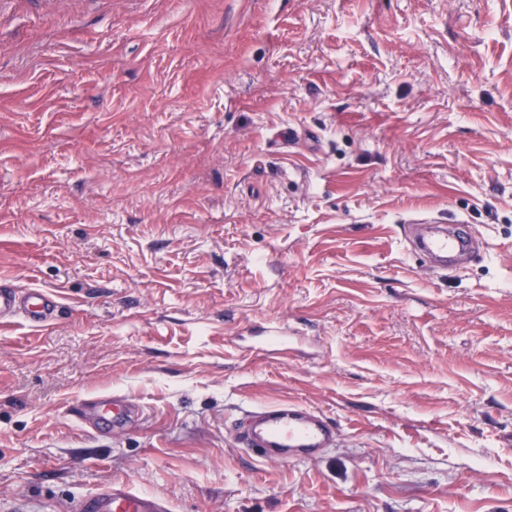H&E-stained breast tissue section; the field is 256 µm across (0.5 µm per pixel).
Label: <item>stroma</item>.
Masks as SVG:
<instances>
[{
    "instance_id": "obj_1",
    "label": "stroma",
    "mask_w": 512,
    "mask_h": 512,
    "mask_svg": "<svg viewBox=\"0 0 512 512\" xmlns=\"http://www.w3.org/2000/svg\"><path fill=\"white\" fill-rule=\"evenodd\" d=\"M0 283L61 298L0 325V512H512V0H0ZM280 400L335 447L240 448ZM472 249V238L460 232L457 225L448 226V229L444 228L430 236H421L413 242V251L425 260ZM111 409L103 411L105 407ZM87 407L94 411L96 428L99 431L118 433L122 431L130 418V410L127 400L121 396H113L112 400L107 396L99 397L84 405L83 418L87 414ZM72 512H168L165 500L134 489L123 481L113 482L104 490L77 498Z\"/></svg>"
}]
</instances>
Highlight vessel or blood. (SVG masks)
<instances>
[{"label": "vessel or blood", "instance_id": "b4317fda", "mask_svg": "<svg viewBox=\"0 0 512 512\" xmlns=\"http://www.w3.org/2000/svg\"><path fill=\"white\" fill-rule=\"evenodd\" d=\"M473 240L449 226L440 232L419 237L413 250L424 259L472 250ZM58 296L45 289L0 288V323L23 318L38 328L55 317ZM95 425L100 431L120 432L130 418L125 398L99 397L90 401ZM338 430L323 414L285 400L247 411L236 441L240 447L257 451L265 461L291 458H312L335 447ZM72 512H169L165 500L134 489L129 483L117 481L104 490L75 500Z\"/></svg>", "mask_w": 512, "mask_h": 512}]
</instances>
